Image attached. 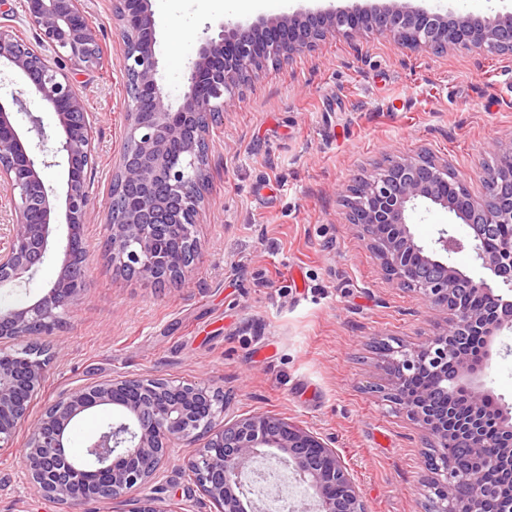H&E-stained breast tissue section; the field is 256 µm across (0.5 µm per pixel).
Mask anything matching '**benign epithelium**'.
<instances>
[{
  "instance_id": "7a95c632",
  "label": "benign epithelium",
  "mask_w": 512,
  "mask_h": 512,
  "mask_svg": "<svg viewBox=\"0 0 512 512\" xmlns=\"http://www.w3.org/2000/svg\"><path fill=\"white\" fill-rule=\"evenodd\" d=\"M35 30L33 40L0 22V87L3 75L20 72L32 91L53 112L63 137L54 154L65 160L67 236L64 263L48 291L20 308L0 309V451L12 448L17 427L29 416L32 400L46 379L47 361L9 350V342H29L58 328L60 310L84 290L87 250L76 236L89 223L90 178L95 164L93 126L85 101L66 65L93 69L105 62L97 31L87 21L85 0H21ZM115 16L124 44L121 73L127 96L124 142L116 160L121 196L106 212L112 269L156 282L167 272L182 279L191 270L186 246L197 243L195 225L181 211L193 196L189 178L200 166L208 118L231 109L235 93L269 60L309 52L329 36L352 40L375 30L410 50L443 54L464 48L512 55V12L489 16L441 14L417 8L411 0H386L370 8L295 13L243 26L223 22L215 37L201 44L190 67L180 104L158 79L154 52L155 21L150 0H116ZM27 117L21 133L13 113ZM48 135L43 121L19 95L0 99V189L9 194L11 223L0 227V288L33 277L47 257L53 234L55 190L45 185L39 160ZM495 166L483 173L495 195L456 201L454 187L466 176L422 155L390 157L357 184L347 186L351 222L380 259L392 284H413L431 309L447 321L417 346L386 358V386L394 402L426 433L432 448H463L479 468L461 471L442 456L435 462L434 489L444 494L442 512H485L490 491L481 480L486 469L506 472L502 491L512 498V410L494 402L485 388L495 339L512 331V300L483 277L452 266L447 255L470 248L483 269L502 283H512V244L491 246L500 229L512 225V147L492 144ZM439 205L468 225L464 241L439 231L433 246L415 242L408 225L418 203ZM481 302L472 310L466 295ZM428 369L434 385L413 395L414 374ZM461 401H448V389ZM101 406L121 410L86 448L87 465L74 464L66 451L68 430L81 414ZM223 408L205 381L178 384L158 378L120 377L72 388L50 402L28 429L21 449L25 478L45 497L62 503L101 498H135L131 512H159L156 499L137 497L170 459L175 444L206 436L187 463L201 494L214 512H251L243 477L249 464L273 457L288 466L313 502L303 512H368L364 495L341 456L317 434L285 418L252 414L219 421ZM496 451L485 452L488 435Z\"/></svg>"
}]
</instances>
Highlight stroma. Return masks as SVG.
Instances as JSON below:
<instances>
[{
    "label": "stroma",
    "mask_w": 512,
    "mask_h": 512,
    "mask_svg": "<svg viewBox=\"0 0 512 512\" xmlns=\"http://www.w3.org/2000/svg\"><path fill=\"white\" fill-rule=\"evenodd\" d=\"M113 0H89L108 63L72 78L93 121L94 214L83 229L85 290L52 334L31 418L60 393L123 376L176 382L210 380L224 392V417H283L324 438L349 466L368 512H425L427 441L387 398L385 357L374 344L417 346L446 321L415 292L383 275L380 261L348 219L341 189L387 156L427 155L466 174L483 195L482 171L495 164L491 142L512 144V58L465 49L438 55L399 48L365 32L335 35L310 52L269 63L240 87L234 106L208 134L207 206L197 218L200 252L186 279L158 288L114 273L106 252L105 204L126 125L123 42ZM381 0H275L239 15L242 24L283 12L366 8ZM413 6L474 16L512 11V0H412ZM165 91L178 96L198 37L217 36L224 0L150 4ZM195 41L176 46L178 27ZM52 247L32 279L0 288V307H23L54 281L64 258L65 200L55 201ZM409 227L431 245L440 229L468 230L437 205L419 206ZM102 406L78 417L67 452L83 458L103 425L119 418ZM27 426L0 454V512H129L124 500L73 505L45 498L17 480ZM203 439L175 448L158 481L164 512H212L186 466Z\"/></svg>",
    "instance_id": "35a3bbf8"
}]
</instances>
